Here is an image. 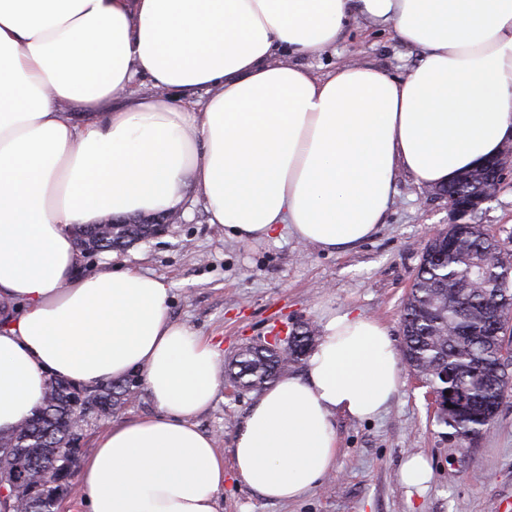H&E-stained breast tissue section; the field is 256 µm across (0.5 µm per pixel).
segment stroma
<instances>
[{
    "mask_svg": "<svg viewBox=\"0 0 512 512\" xmlns=\"http://www.w3.org/2000/svg\"><path fill=\"white\" fill-rule=\"evenodd\" d=\"M419 58L389 30L349 21L334 51L312 59L324 72L357 59L395 76ZM395 201L384 224L367 242L327 252L298 242L288 231L242 243L210 223L200 196L189 195L190 219L171 232L126 250L85 255L81 266L101 271L117 261L163 278L171 288L173 317L220 340L221 360L249 344L318 326L327 307L347 308L381 321L400 340L401 310L420 263L424 242L449 222L448 202L430 195L399 172ZM497 239H512V183L476 217ZM387 412L369 421L335 419L336 470L320 488L291 502L266 500L225 478L220 512H500L512 498V397L491 428L472 440L440 425L427 389L409 370ZM255 391L221 384L212 406L197 419L218 449L231 455L235 432ZM412 455L424 457L431 478L425 491L408 495L400 469Z\"/></svg>",
    "mask_w": 512,
    "mask_h": 512,
    "instance_id": "obj_1",
    "label": "stroma"
}]
</instances>
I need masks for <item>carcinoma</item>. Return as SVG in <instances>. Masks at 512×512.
I'll return each instance as SVG.
<instances>
[{"instance_id":"obj_1","label":"carcinoma","mask_w":512,"mask_h":512,"mask_svg":"<svg viewBox=\"0 0 512 512\" xmlns=\"http://www.w3.org/2000/svg\"><path fill=\"white\" fill-rule=\"evenodd\" d=\"M475 182L457 179L448 195L467 200ZM156 235L151 224H92L76 230L77 243L93 252L123 249ZM502 246L482 224L446 244L427 242L413 285L402 307L403 360L409 371L430 388L448 387L455 405L440 422L462 440L486 431L496 415L490 405L512 391V347L506 336L483 335L484 304L503 300L504 315H512V261L497 258L480 267L481 252ZM286 351L247 345L224 367V378L242 390L272 384L283 367L305 360L315 343L304 326L293 333ZM448 379H443V374ZM132 378L110 381L92 390L94 418L108 419L132 393ZM79 388L60 379L49 381L41 406L17 429L0 432V482L10 481L17 468L25 477L17 492L25 499H51L69 487L75 460L54 458V449L69 442L75 429L73 404Z\"/></svg>"}]
</instances>
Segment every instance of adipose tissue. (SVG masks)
Wrapping results in <instances>:
<instances>
[{"label":"adipose tissue","instance_id":"adipose-tissue-1","mask_svg":"<svg viewBox=\"0 0 512 512\" xmlns=\"http://www.w3.org/2000/svg\"><path fill=\"white\" fill-rule=\"evenodd\" d=\"M357 18L418 63L301 65ZM511 139L512 0H0V431L50 378L139 372L156 412L97 437L87 512H219L224 455L196 423L218 343L173 319L163 279L78 274L75 229L179 210L193 188L236 240L284 224L348 249L383 222L397 169L436 186ZM320 331L303 374L264 389L235 433L233 479L271 501L335 468L336 415L376 419L400 389L379 320L329 308Z\"/></svg>","mask_w":512,"mask_h":512}]
</instances>
